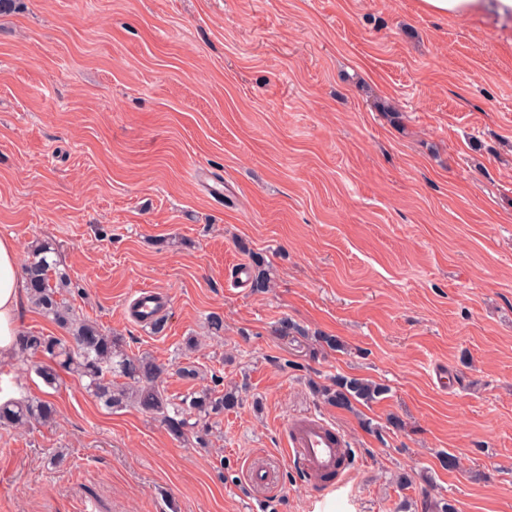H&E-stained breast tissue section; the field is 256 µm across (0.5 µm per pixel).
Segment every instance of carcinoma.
I'll return each instance as SVG.
<instances>
[{"label": "carcinoma", "instance_id": "obj_1", "mask_svg": "<svg viewBox=\"0 0 512 512\" xmlns=\"http://www.w3.org/2000/svg\"><path fill=\"white\" fill-rule=\"evenodd\" d=\"M53 248L37 243L30 248L23 266L31 303L69 337L24 333L18 338L22 351L40 353L49 363L36 368L43 382L53 387L59 379L57 368L77 373L86 380L85 389L106 408L134 406L158 416L176 439L193 436L201 446L213 431L212 416L238 407V389L222 392L203 387L187 392L178 401L160 389L164 367L149 355H129L119 336L105 332L97 323L80 318L66 297L72 280ZM124 382H118V379ZM324 402L342 409L355 403L369 404L387 392L383 385L363 378L338 376L329 385L317 388ZM56 408L46 399H25L0 404V427H20L33 420H54Z\"/></svg>", "mask_w": 512, "mask_h": 512}]
</instances>
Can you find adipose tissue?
<instances>
[{
    "label": "adipose tissue",
    "instance_id": "ef3b65f1",
    "mask_svg": "<svg viewBox=\"0 0 512 512\" xmlns=\"http://www.w3.org/2000/svg\"><path fill=\"white\" fill-rule=\"evenodd\" d=\"M423 6L437 15L487 14L506 24L512 22V0H423ZM23 285L16 246L10 238L0 236V359L10 358L16 350Z\"/></svg>",
    "mask_w": 512,
    "mask_h": 512
}]
</instances>
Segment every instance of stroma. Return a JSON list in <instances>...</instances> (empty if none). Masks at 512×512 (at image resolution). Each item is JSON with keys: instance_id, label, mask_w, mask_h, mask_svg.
I'll use <instances>...</instances> for the list:
<instances>
[{"instance_id": "35a3bbf8", "label": "stroma", "mask_w": 512, "mask_h": 512, "mask_svg": "<svg viewBox=\"0 0 512 512\" xmlns=\"http://www.w3.org/2000/svg\"><path fill=\"white\" fill-rule=\"evenodd\" d=\"M0 235L22 258L52 243L77 314L162 363L168 397L216 375L242 396L202 448L77 374L47 390L41 354L0 360V396L57 409L0 428V512H424L423 487L512 512V27L421 0H17ZM257 257L263 291L235 280ZM140 288L162 333L132 315ZM337 375L388 392L339 409L316 392ZM310 414L353 457L342 491L286 455Z\"/></svg>"}]
</instances>
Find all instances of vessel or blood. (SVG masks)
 <instances>
[{
	"label": "vessel or blood",
	"instance_id": "obj_1",
	"mask_svg": "<svg viewBox=\"0 0 512 512\" xmlns=\"http://www.w3.org/2000/svg\"><path fill=\"white\" fill-rule=\"evenodd\" d=\"M286 433L290 456L311 475H331L336 483H343L348 450L332 423L314 416L296 417L288 421Z\"/></svg>",
	"mask_w": 512,
	"mask_h": 512
}]
</instances>
